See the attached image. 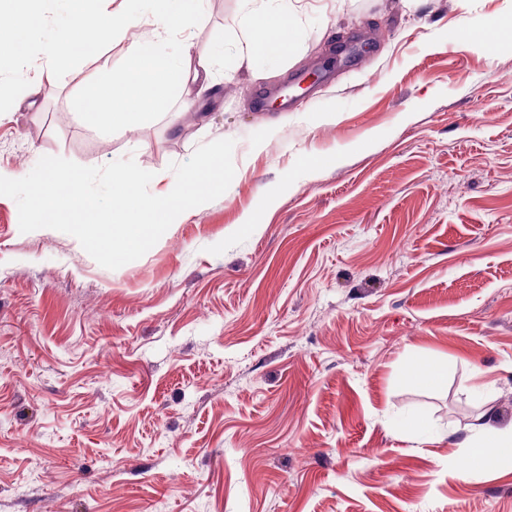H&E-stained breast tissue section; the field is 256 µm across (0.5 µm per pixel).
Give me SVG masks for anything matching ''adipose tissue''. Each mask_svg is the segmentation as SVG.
<instances>
[{
    "label": "adipose tissue",
    "instance_id": "ef3b65f1",
    "mask_svg": "<svg viewBox=\"0 0 512 512\" xmlns=\"http://www.w3.org/2000/svg\"><path fill=\"white\" fill-rule=\"evenodd\" d=\"M246 11L240 19L243 40L238 46L241 58L254 62L285 55L297 24V16L288 8V0H245ZM483 439L473 441L471 461L479 469L498 466L512 459V424L497 428L482 424Z\"/></svg>",
    "mask_w": 512,
    "mask_h": 512
}]
</instances>
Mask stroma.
Segmentation results:
<instances>
[{
  "mask_svg": "<svg viewBox=\"0 0 512 512\" xmlns=\"http://www.w3.org/2000/svg\"><path fill=\"white\" fill-rule=\"evenodd\" d=\"M244 10L205 0L182 32L218 84H181L190 110L77 118L132 28L0 114L13 179L130 157L155 194L226 138L236 167L115 270L0 196V512H512V472L468 464L480 414L512 420V34L471 38L512 0H301L288 54L251 68ZM275 86L291 105L258 104ZM447 365L430 362H409L405 368V375L426 386L440 385L447 376Z\"/></svg>",
  "mask_w": 512,
  "mask_h": 512,
  "instance_id": "stroma-1",
  "label": "stroma"
}]
</instances>
